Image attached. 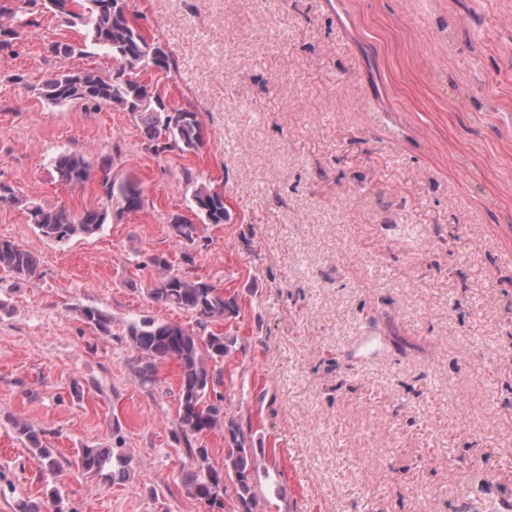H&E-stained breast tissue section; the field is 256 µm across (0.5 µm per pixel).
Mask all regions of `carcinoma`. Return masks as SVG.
Here are the masks:
<instances>
[{
  "instance_id": "obj_1",
  "label": "carcinoma",
  "mask_w": 512,
  "mask_h": 512,
  "mask_svg": "<svg viewBox=\"0 0 512 512\" xmlns=\"http://www.w3.org/2000/svg\"><path fill=\"white\" fill-rule=\"evenodd\" d=\"M42 7L58 16L69 27L83 30V39L74 44L51 42L47 52L56 58H69L92 49L112 57L116 66L107 72L58 70L44 80L41 96L55 106L80 100L90 110L112 106L132 115L139 122L149 148L160 155L175 152L181 157L197 155L204 147L200 113L189 106H172L158 85L142 75L171 72L175 61L159 44L148 39L130 12L127 0H0V52L14 51L23 37L39 27L34 8ZM59 181L69 187L96 183L108 202L121 213L144 209L146 198L141 181L133 176L112 174V158L94 165L82 153L63 151L51 161ZM183 181L190 190L189 209L197 220L180 214L168 219L170 233L179 243L194 246L202 240V226L224 224L230 214L222 191L200 181L188 168ZM22 205L30 223L39 233L57 242L89 237L99 232L108 219V210L87 209L75 214L64 206L44 205L36 200H22L14 188L0 182V207ZM184 266L173 268L162 254L149 257L139 268H153L156 278L145 285L148 298L161 306L189 313L195 327L141 315L124 324L123 335L139 354L135 372L142 386L155 388L159 366L168 360L179 368L177 421L189 453L197 466L184 477L190 494L210 508V512H259L261 487L259 474L270 477L268 466H260L252 448L251 431L224 410V363L237 351L238 334L218 331L215 326L240 316L237 296L213 281L193 272V257L183 256ZM38 258L18 243L0 237V269L17 281L38 275ZM81 317L100 333L112 335V314L97 307L81 310ZM224 428V468L210 465L204 448H192L191 439ZM20 434L38 449L37 457L50 473L59 469L52 452L41 447L39 432L27 425ZM117 473L128 472L131 459L117 453L109 455L98 448H85L79 455V468L100 473L107 463Z\"/></svg>"
}]
</instances>
